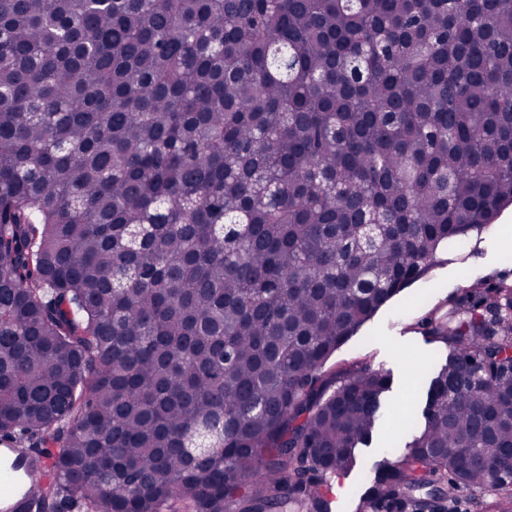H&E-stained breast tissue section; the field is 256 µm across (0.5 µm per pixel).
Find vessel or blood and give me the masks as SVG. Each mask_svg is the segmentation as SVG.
<instances>
[{
	"instance_id": "vessel-or-blood-1",
	"label": "vessel or blood",
	"mask_w": 512,
	"mask_h": 512,
	"mask_svg": "<svg viewBox=\"0 0 512 512\" xmlns=\"http://www.w3.org/2000/svg\"><path fill=\"white\" fill-rule=\"evenodd\" d=\"M53 478L49 461L34 466L11 444L0 445V512H38V485Z\"/></svg>"
}]
</instances>
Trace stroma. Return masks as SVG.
I'll return each mask as SVG.
<instances>
[{
	"label": "stroma",
	"instance_id": "1",
	"mask_svg": "<svg viewBox=\"0 0 512 512\" xmlns=\"http://www.w3.org/2000/svg\"><path fill=\"white\" fill-rule=\"evenodd\" d=\"M512 281V207L497 223L465 241L449 243L439 262L383 307L358 333L343 345L327 365L341 371L361 365L389 371L394 392L390 424L381 426L380 437L399 445L405 427L424 399L425 386L443 356L423 326L462 299L473 285ZM376 452H365L349 476V499L345 508L331 512H374L364 499L375 472Z\"/></svg>",
	"mask_w": 512,
	"mask_h": 512
}]
</instances>
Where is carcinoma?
<instances>
[{
	"label": "carcinoma",
	"mask_w": 512,
	"mask_h": 512,
	"mask_svg": "<svg viewBox=\"0 0 512 512\" xmlns=\"http://www.w3.org/2000/svg\"><path fill=\"white\" fill-rule=\"evenodd\" d=\"M511 204L512 0H0V438L80 512H329L393 378L328 362ZM425 330L376 504L512 466V284Z\"/></svg>",
	"instance_id": "1"
}]
</instances>
